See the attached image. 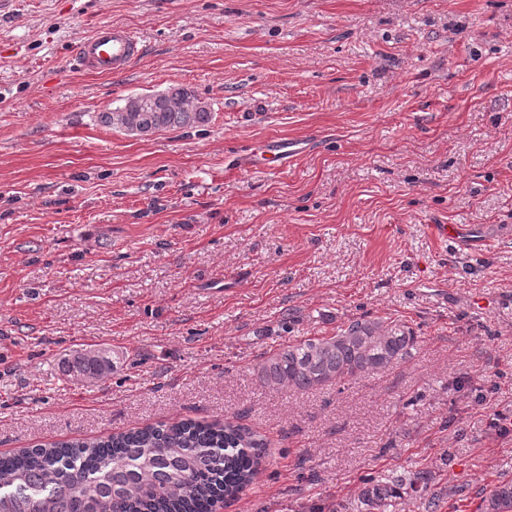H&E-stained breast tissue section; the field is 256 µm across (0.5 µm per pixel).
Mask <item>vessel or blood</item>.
Instances as JSON below:
<instances>
[{"label":"vessel or blood","mask_w":512,"mask_h":512,"mask_svg":"<svg viewBox=\"0 0 512 512\" xmlns=\"http://www.w3.org/2000/svg\"><path fill=\"white\" fill-rule=\"evenodd\" d=\"M142 53L137 38L125 27L99 24L92 34L83 38L78 45V61L87 71L97 74H111L125 70ZM303 146L296 140H277L251 151L249 165L265 170L273 163H285L301 153Z\"/></svg>","instance_id":"b4317fda"}]
</instances>
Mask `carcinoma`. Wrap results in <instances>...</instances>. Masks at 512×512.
<instances>
[{
	"instance_id": "cac0c4a2",
	"label": "carcinoma",
	"mask_w": 512,
	"mask_h": 512,
	"mask_svg": "<svg viewBox=\"0 0 512 512\" xmlns=\"http://www.w3.org/2000/svg\"><path fill=\"white\" fill-rule=\"evenodd\" d=\"M212 120L194 91L175 85L153 94L146 112L132 97L99 114L101 124L141 136L171 128L204 126ZM418 343L396 321L351 319L332 336L283 346L257 366L274 391L307 392L391 367ZM69 371L101 379L113 369L100 349L77 353ZM267 443L256 432L226 420H181L105 438H80L0 454V512H213L258 475ZM431 471L369 478L362 490L371 512H386L404 487L425 494ZM482 512H512V482L496 484Z\"/></svg>"
}]
</instances>
